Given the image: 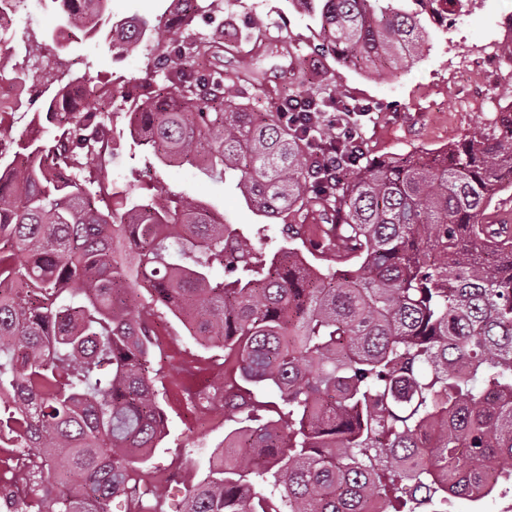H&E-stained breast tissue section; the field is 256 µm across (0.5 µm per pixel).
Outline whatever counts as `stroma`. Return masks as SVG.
<instances>
[{
    "label": "stroma",
    "mask_w": 512,
    "mask_h": 512,
    "mask_svg": "<svg viewBox=\"0 0 512 512\" xmlns=\"http://www.w3.org/2000/svg\"><path fill=\"white\" fill-rule=\"evenodd\" d=\"M221 11H210V0H200L201 9L187 33L193 37H217L220 45L210 60L211 68L233 71L249 44L239 42V32L262 21L266 36L286 42L290 56L300 58L310 74L304 87L315 93L330 87L350 103L367 107L361 130L369 154L392 157L409 152H436L459 142L465 135L490 127L498 119L497 101H512V81L478 75L472 60L487 43L498 21L512 15V0H471L468 11L450 20L446 28L430 26V41L412 67L394 77L361 71L318 52V30L309 17L288 0H222ZM54 25L47 0H27L13 27V46L41 40ZM57 76L66 80L90 73L94 88L83 106H100L98 88H110L145 77V50L119 54L99 38L71 40L56 53ZM287 58L261 57L254 66L259 79L250 90L251 109L269 110L266 91L282 84L281 71ZM110 143L114 159L109 165L110 197L121 199L132 189L130 169L141 179L166 190L202 200L223 211L233 224H255L259 218L245 204L234 186L203 175L190 166L146 167L147 157L129 155V135L124 118L113 123ZM151 350L153 366L165 378L156 393L167 419V434L149 460L141 464V484L151 491V500L164 512H183L193 485L202 481L214 457L224 448L225 437L237 429L234 418L224 413V388L234 385L233 374L224 370V351L201 346L173 315H165L155 327Z\"/></svg>",
    "instance_id": "35a3bbf8"
}]
</instances>
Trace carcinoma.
<instances>
[{
	"instance_id": "1",
	"label": "carcinoma",
	"mask_w": 512,
	"mask_h": 512,
	"mask_svg": "<svg viewBox=\"0 0 512 512\" xmlns=\"http://www.w3.org/2000/svg\"><path fill=\"white\" fill-rule=\"evenodd\" d=\"M59 17L26 46L79 33L127 51L193 18L198 0L109 25L108 0H50ZM321 46L393 74L422 55L424 21L450 0H295ZM213 41L175 39L154 61L162 84L130 106L89 86L59 87L42 136L0 152V443L33 457L22 481L46 512H110L138 490L137 465L161 441L149 360L163 307L200 344L219 343L238 379L278 396L262 421L238 395L224 410L236 449L195 486L185 512H449L452 499L512 495V224H490L512 187V113L447 152L387 159L341 140L336 175L306 141L339 93L312 96V119L243 102L251 63L224 74ZM126 107L135 147L165 166L230 181L264 220L228 224L154 184L105 202L109 125ZM347 266L323 269L307 255Z\"/></svg>"
}]
</instances>
